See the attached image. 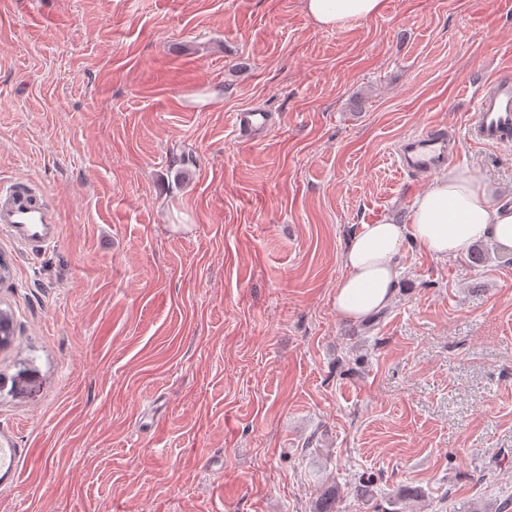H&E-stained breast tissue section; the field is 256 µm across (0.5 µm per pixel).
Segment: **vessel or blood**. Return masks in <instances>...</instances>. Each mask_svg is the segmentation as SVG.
Listing matches in <instances>:
<instances>
[{
	"label": "vessel or blood",
	"instance_id": "b4317fda",
	"mask_svg": "<svg viewBox=\"0 0 512 512\" xmlns=\"http://www.w3.org/2000/svg\"><path fill=\"white\" fill-rule=\"evenodd\" d=\"M272 124L270 113L246 108L233 115V130L250 139L264 137ZM476 141L486 144L512 142V71L502 70L487 80L477 93L471 119ZM455 147L437 130L405 140L400 148V170L418 178L432 176L446 166ZM59 218L44 192L18 182L0 186V232L24 248L46 250L58 240ZM22 451L12 435L0 433V487L15 486L19 479Z\"/></svg>",
	"mask_w": 512,
	"mask_h": 512
}]
</instances>
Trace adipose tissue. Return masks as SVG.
<instances>
[{"label": "adipose tissue", "instance_id": "ef3b65f1", "mask_svg": "<svg viewBox=\"0 0 512 512\" xmlns=\"http://www.w3.org/2000/svg\"><path fill=\"white\" fill-rule=\"evenodd\" d=\"M319 26L341 30L379 16L384 0H304ZM412 239L437 258L463 255L480 240L512 248V202L498 201L492 188L470 170L451 166L435 175L419 194L407 224H363L342 254L344 276L333 295L336 311L357 321L387 307L399 282L397 256Z\"/></svg>", "mask_w": 512, "mask_h": 512}]
</instances>
